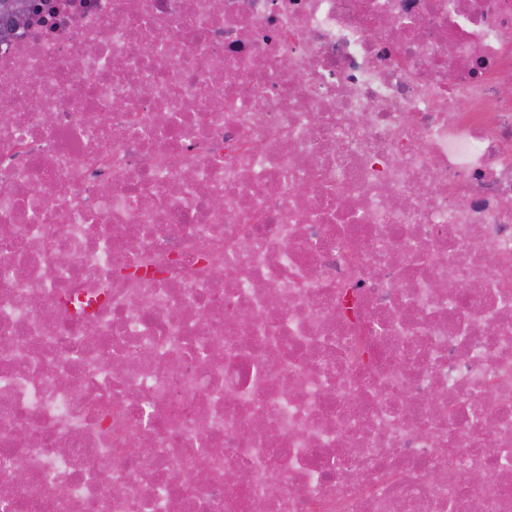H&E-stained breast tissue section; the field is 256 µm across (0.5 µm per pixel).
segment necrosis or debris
Masks as SVG:
<instances>
[{"label":"necrosis or debris","mask_w":512,"mask_h":512,"mask_svg":"<svg viewBox=\"0 0 512 512\" xmlns=\"http://www.w3.org/2000/svg\"><path fill=\"white\" fill-rule=\"evenodd\" d=\"M50 5L0 41V512H512V0Z\"/></svg>","instance_id":"obj_1"}]
</instances>
